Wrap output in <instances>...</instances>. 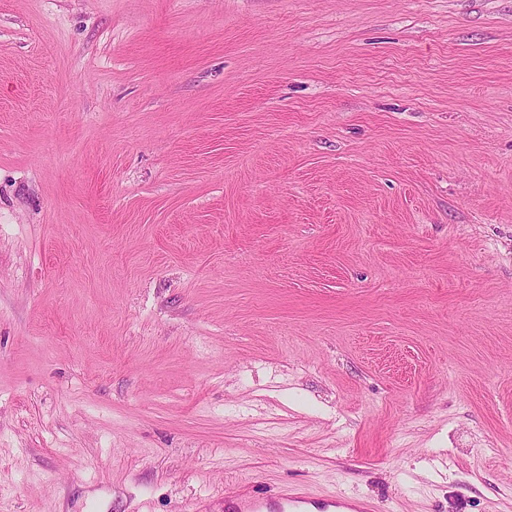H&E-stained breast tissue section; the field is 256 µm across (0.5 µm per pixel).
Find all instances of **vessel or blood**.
<instances>
[{"label": "vessel or blood", "instance_id": "b4317fda", "mask_svg": "<svg viewBox=\"0 0 512 512\" xmlns=\"http://www.w3.org/2000/svg\"><path fill=\"white\" fill-rule=\"evenodd\" d=\"M224 509L225 512H373L372 505L363 500L314 497L288 486L272 497L225 493Z\"/></svg>", "mask_w": 512, "mask_h": 512}]
</instances>
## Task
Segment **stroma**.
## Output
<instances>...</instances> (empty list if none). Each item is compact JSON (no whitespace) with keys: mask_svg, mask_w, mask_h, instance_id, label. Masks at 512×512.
I'll return each mask as SVG.
<instances>
[{"mask_svg":"<svg viewBox=\"0 0 512 512\" xmlns=\"http://www.w3.org/2000/svg\"><path fill=\"white\" fill-rule=\"evenodd\" d=\"M239 483L512 512V0H0V512Z\"/></svg>","mask_w":512,"mask_h":512,"instance_id":"obj_1","label":"stroma"}]
</instances>
